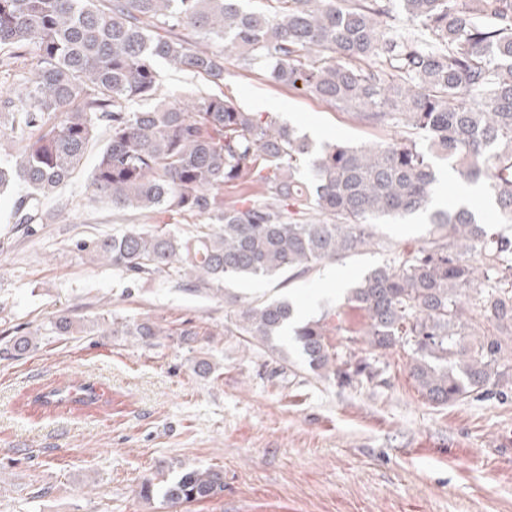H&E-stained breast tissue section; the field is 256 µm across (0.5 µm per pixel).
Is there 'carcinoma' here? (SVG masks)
Here are the masks:
<instances>
[{"label":"carcinoma","instance_id":"cac0c4a2","mask_svg":"<svg viewBox=\"0 0 512 512\" xmlns=\"http://www.w3.org/2000/svg\"><path fill=\"white\" fill-rule=\"evenodd\" d=\"M0 0V67L28 75L0 95V196L19 182L17 224L43 223V201L81 166L98 128L111 135L89 176L88 201L146 215L196 216L189 236L157 225L78 241L74 250L134 280L178 277L193 291L236 280L284 285L317 267L387 250L379 221L425 212L437 165L493 193L499 223H512V0ZM265 78L349 112L360 123L401 129L387 141L320 148L267 112L224 96V51ZM210 87L183 102L160 93L159 65ZM247 189L248 198L224 199ZM428 242L373 266L349 289L366 322L368 355L340 354L325 318L293 323L285 300L234 311L250 345L288 331L308 370L350 385L372 382L376 354L400 347L429 403L508 396L512 365V234L463 206L430 215ZM92 320L61 315L41 335L91 333ZM110 334L149 344L153 321ZM26 334L3 355L28 354ZM91 384L34 396L39 407L91 406ZM224 491V471L182 467L136 495L173 508Z\"/></svg>","mask_w":512,"mask_h":512}]
</instances>
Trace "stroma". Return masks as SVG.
I'll return each instance as SVG.
<instances>
[{"label": "stroma", "instance_id": "stroma-1", "mask_svg": "<svg viewBox=\"0 0 512 512\" xmlns=\"http://www.w3.org/2000/svg\"><path fill=\"white\" fill-rule=\"evenodd\" d=\"M224 67L226 96L252 112L274 100V116L315 143L397 134L240 68L233 53ZM108 138L99 129L82 169L44 201V223L18 226L10 200L0 201V344L17 330L36 337L25 357H0V512H168L135 490L182 465L224 471L219 498L182 512H512V398L432 406L399 348L382 355L383 380H321L291 337L271 353L224 328L232 305L281 297L306 318L342 324L331 343L360 352L349 332L365 316L329 278L343 272L356 281L381 255L328 263L285 287L241 280L224 293L190 292L164 277L134 282L77 256L76 241L145 223L138 212L88 200V176ZM429 228L425 213L379 232L397 252L424 244ZM106 312L154 321L166 334L150 346L99 332L40 334L58 316ZM200 357L215 365L213 376L194 374ZM83 381L102 394L98 406L31 403L36 393Z\"/></svg>", "mask_w": 512, "mask_h": 512}]
</instances>
